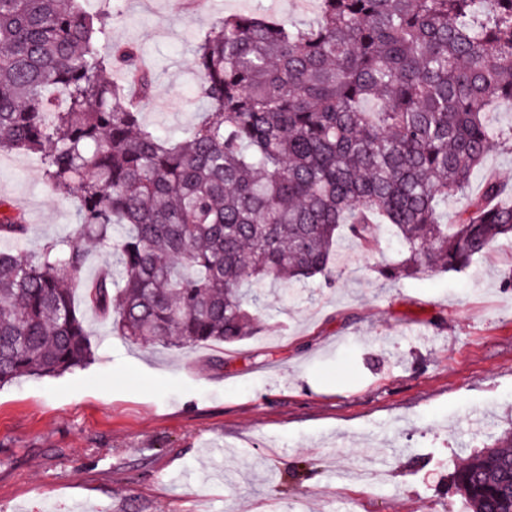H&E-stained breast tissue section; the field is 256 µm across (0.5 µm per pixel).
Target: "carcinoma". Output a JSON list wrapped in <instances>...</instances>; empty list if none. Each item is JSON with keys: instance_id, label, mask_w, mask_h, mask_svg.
<instances>
[{"instance_id": "cac0c4a2", "label": "carcinoma", "mask_w": 512, "mask_h": 512, "mask_svg": "<svg viewBox=\"0 0 512 512\" xmlns=\"http://www.w3.org/2000/svg\"><path fill=\"white\" fill-rule=\"evenodd\" d=\"M111 14L83 0H0V151H25L78 202L80 235L116 241L119 269L84 288L123 336L232 345L262 323L256 286L330 274L343 234L403 248L387 280L462 271L512 237L508 185L490 174L453 224L494 143L485 111L512 101V0H319L302 26L253 11L195 47L201 122L171 141L141 123L153 88L133 45L107 51ZM124 83H111L115 63ZM0 200V238L22 240ZM71 240L0 250V384L55 377L94 351L67 281ZM450 485L468 512H512V428L471 452Z\"/></svg>"}]
</instances>
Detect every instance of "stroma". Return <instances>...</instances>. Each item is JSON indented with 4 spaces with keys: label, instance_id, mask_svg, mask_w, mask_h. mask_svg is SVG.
<instances>
[{
    "label": "stroma",
    "instance_id": "obj_1",
    "mask_svg": "<svg viewBox=\"0 0 512 512\" xmlns=\"http://www.w3.org/2000/svg\"><path fill=\"white\" fill-rule=\"evenodd\" d=\"M110 42L140 46L154 74L142 122L165 137L197 126L194 49L216 18L261 10L302 25L318 0H85L111 10ZM512 185V150L485 172ZM29 226L0 248L37 254L71 238L76 203L54 194L36 160L0 154V198ZM365 255L336 242V281L262 290L263 329L231 348L142 345L95 310L82 314L95 361L58 378L0 386V512H461L448 475L472 449L512 427V241L464 272L386 281ZM485 413L490 423L475 426ZM384 453L383 488L351 474L352 453Z\"/></svg>",
    "mask_w": 512,
    "mask_h": 512
}]
</instances>
